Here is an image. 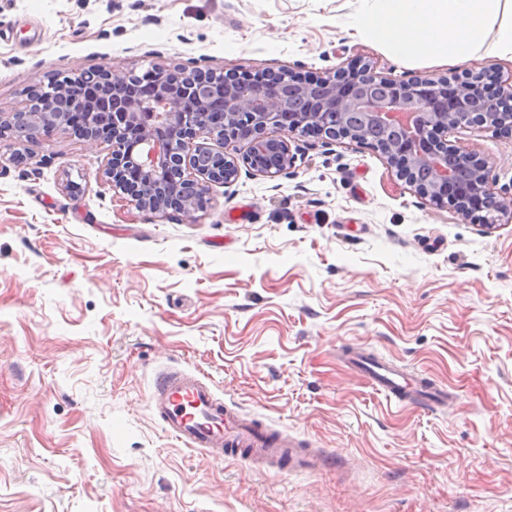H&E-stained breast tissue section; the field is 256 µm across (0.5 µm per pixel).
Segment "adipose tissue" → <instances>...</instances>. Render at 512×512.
<instances>
[{
	"mask_svg": "<svg viewBox=\"0 0 512 512\" xmlns=\"http://www.w3.org/2000/svg\"><path fill=\"white\" fill-rule=\"evenodd\" d=\"M355 28L395 59L512 56V0H371Z\"/></svg>",
	"mask_w": 512,
	"mask_h": 512,
	"instance_id": "ef3b65f1",
	"label": "adipose tissue"
}]
</instances>
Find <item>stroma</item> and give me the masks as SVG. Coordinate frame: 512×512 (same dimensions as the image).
<instances>
[{"label":"stroma","mask_w":512,"mask_h":512,"mask_svg":"<svg viewBox=\"0 0 512 512\" xmlns=\"http://www.w3.org/2000/svg\"><path fill=\"white\" fill-rule=\"evenodd\" d=\"M367 0H0V113L62 72L239 68L398 78L512 70L394 59ZM512 197V138L457 135ZM288 175L241 173L193 216L138 209L109 143L0 138V512H512V222L429 204L371 149L299 137ZM24 164L10 160L12 153ZM366 349L448 390L398 406ZM167 367L302 447L310 472L209 462L162 427Z\"/></svg>","instance_id":"obj_1"}]
</instances>
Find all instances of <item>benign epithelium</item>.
Returning <instances> with one entry per match:
<instances>
[{
    "mask_svg": "<svg viewBox=\"0 0 512 512\" xmlns=\"http://www.w3.org/2000/svg\"><path fill=\"white\" fill-rule=\"evenodd\" d=\"M165 72L152 65L140 74L107 66L68 73L51 86L41 111L12 112L0 117V128L29 140L30 128L50 118L47 138L61 132L90 145L106 140L112 151L102 177L112 190L139 209L188 216L203 209L212 186L234 184L242 164L254 176L289 173L297 135L314 128L326 143L348 140L371 149L372 133L381 129L393 136L379 148L380 156L430 204L449 206L487 228L512 216V199L495 191L489 162L464 153L453 139L465 128L512 135V72L466 68L451 81L428 75L399 79L356 59L333 71L290 70L286 82L261 72L248 87L229 79L239 75L236 69L172 70L168 82ZM91 83L106 85L107 93L85 105L80 125L54 118L58 101L77 100ZM140 88L166 111H145ZM232 143L245 146L241 157L226 151Z\"/></svg>",
    "mask_w": 512,
    "mask_h": 512,
    "instance_id": "7a95c632",
    "label": "benign epithelium"
}]
</instances>
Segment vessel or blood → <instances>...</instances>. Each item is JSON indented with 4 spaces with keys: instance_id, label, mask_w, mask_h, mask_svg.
<instances>
[{
    "instance_id": "1",
    "label": "vessel or blood",
    "mask_w": 512,
    "mask_h": 512,
    "mask_svg": "<svg viewBox=\"0 0 512 512\" xmlns=\"http://www.w3.org/2000/svg\"><path fill=\"white\" fill-rule=\"evenodd\" d=\"M345 361L387 398L401 403L425 400L438 408L448 401L447 390L429 386L423 377L393 362L363 351L351 352ZM151 404L165 431L207 460L222 461L237 450L253 465H272L284 458L303 470L317 465L297 439L266 431L253 418L226 404L193 373L170 370L160 374Z\"/></svg>"
}]
</instances>
